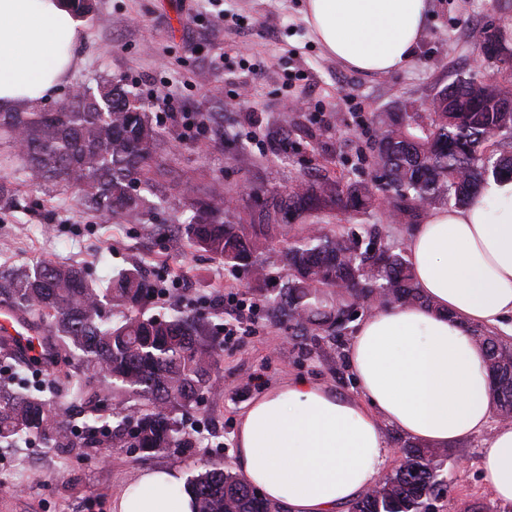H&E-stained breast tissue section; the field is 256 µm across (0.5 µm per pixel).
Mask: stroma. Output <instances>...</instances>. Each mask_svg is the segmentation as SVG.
Wrapping results in <instances>:
<instances>
[{"instance_id": "stroma-1", "label": "stroma", "mask_w": 512, "mask_h": 512, "mask_svg": "<svg viewBox=\"0 0 512 512\" xmlns=\"http://www.w3.org/2000/svg\"><path fill=\"white\" fill-rule=\"evenodd\" d=\"M83 17L84 62L71 84L43 103L57 109L78 87L102 76L133 87L158 124L166 162L180 176L154 196L136 224H115L84 210L70 186L30 183L12 140L0 136V179L19 201L0 210V269L46 262L84 264L108 287L121 269L139 265L183 303L205 310L208 341L218 346L215 392L183 416L188 447L162 455L137 449L56 448L35 440L0 449V512H112V501L144 471L172 469L180 479L232 467L242 412L269 386L296 379L353 398L360 391L340 342L295 340L266 300L284 280L273 272L254 284L189 247L192 202L205 186L223 190L226 213L262 221L265 203L303 178L373 181L377 116L431 98L480 65L487 31L512 39V0H432L417 54L387 75L351 70L329 57L305 19L304 0H95ZM223 104L224 133L193 124ZM241 292L258 312L248 335L224 339L225 293ZM76 359L28 370L31 388L53 393L75 428L84 409L73 403ZM489 433L446 448L449 489L434 512H512L496 501L481 468Z\"/></svg>"}]
</instances>
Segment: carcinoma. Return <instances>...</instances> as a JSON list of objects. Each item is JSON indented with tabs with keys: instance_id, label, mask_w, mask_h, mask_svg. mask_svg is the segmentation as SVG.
Listing matches in <instances>:
<instances>
[{
	"instance_id": "obj_1",
	"label": "carcinoma",
	"mask_w": 512,
	"mask_h": 512,
	"mask_svg": "<svg viewBox=\"0 0 512 512\" xmlns=\"http://www.w3.org/2000/svg\"><path fill=\"white\" fill-rule=\"evenodd\" d=\"M507 104L512 106L508 92L472 75L438 91L431 112H382L373 154L381 184L343 187L329 179L302 180L274 199L264 224L247 228L225 216L221 189L209 187L190 224L189 243L233 270L248 269L260 284L271 265L256 257L276 237L280 221L292 211H320L324 217L314 222L316 232L281 240L287 275L273 303L292 335L338 341L358 314L353 305L377 289L394 303L423 305L426 298L403 251L382 243L373 225L362 226L360 236L328 228L330 210L341 204L356 216L366 215L377 190L390 196L399 223L439 204L471 203L488 177L512 178ZM0 129L22 135L20 155L30 182L62 181L79 191L85 208L121 222L144 215L147 200L140 186L173 173L163 164L151 165L162 151V137L139 95L112 80L70 97L57 112H0ZM490 142L498 153L486 152ZM362 236L368 238L364 249ZM155 293L157 285L136 269L119 273L103 293L81 267L42 263L0 271V300L51 328L45 349L37 357L23 356L22 365L55 364L59 349L74 350L85 370L75 394L91 410H98L106 392L121 406L132 400L150 405L131 430L125 415H97L85 423L87 435L80 438L69 421L58 418L53 398L31 392L20 379L13 387L0 385V448H17L33 438L58 448H93L100 443L97 427L114 448L133 443L149 453H166L185 447L175 414L213 388L217 349L201 339L189 314L139 312ZM475 336L486 353L491 404L512 417V345L492 331L477 329ZM443 456L440 448L404 445L402 462L375 490L350 503L348 512H427L429 500L448 487ZM186 487L195 495V512H279L229 469L201 471Z\"/></svg>"
}]
</instances>
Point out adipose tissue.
I'll return each instance as SVG.
<instances>
[{
    "label": "adipose tissue",
    "instance_id": "obj_1",
    "mask_svg": "<svg viewBox=\"0 0 512 512\" xmlns=\"http://www.w3.org/2000/svg\"><path fill=\"white\" fill-rule=\"evenodd\" d=\"M431 0H306L324 51L366 74L411 62ZM82 21L68 0H0V111L52 100L82 62ZM429 303L391 304L361 320L349 361L361 396L303 380L264 390L236 435L234 465L283 512H336L377 482L383 426L436 448L486 429L493 408L473 330L512 335V180L489 178L475 202L429 211L408 238ZM482 467L496 500L512 503V426L496 429ZM112 512H194L171 469L143 473Z\"/></svg>",
    "mask_w": 512,
    "mask_h": 512
}]
</instances>
